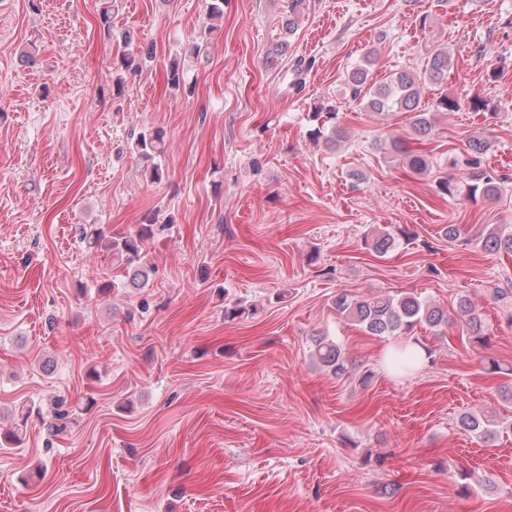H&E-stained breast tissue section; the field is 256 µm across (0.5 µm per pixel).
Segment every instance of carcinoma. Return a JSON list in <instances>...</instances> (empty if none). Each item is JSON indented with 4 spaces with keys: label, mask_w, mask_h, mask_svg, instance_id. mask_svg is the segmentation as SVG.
I'll use <instances>...</instances> for the list:
<instances>
[{
    "label": "carcinoma",
    "mask_w": 512,
    "mask_h": 512,
    "mask_svg": "<svg viewBox=\"0 0 512 512\" xmlns=\"http://www.w3.org/2000/svg\"><path fill=\"white\" fill-rule=\"evenodd\" d=\"M307 0H288V14L283 22L284 37L279 45L267 54L270 65H275L288 49V37L297 29L301 17L305 13ZM130 43L127 34L121 35L117 41L114 66V91L120 93L124 88L123 73L136 72L142 68L152 53L126 50ZM374 64V51H368L364 56V64L347 74L346 84L352 97L366 108L381 115L392 112H409L412 114L411 128L415 140L428 137L433 128L434 113L456 112L463 106L474 112L488 110L487 103L480 98L461 99L456 96L442 94L435 98L430 105L422 104L424 90L430 86H441L448 82V52L442 49H432L427 52L426 63L420 72L408 70L396 71L382 80L374 78L371 66ZM309 120L317 123L315 133L324 139V143L334 146L344 139L345 131L337 117L336 106L318 102L313 105V112L308 114ZM165 133L159 128H147L131 138L129 149L145 161L161 157L164 151ZM488 142L480 136H473L468 141L466 160V176L459 180L454 177L442 178L438 182L441 194L458 197L494 200L500 196V179L492 176L482 165L481 155L487 150ZM385 155H395L403 158L404 163L413 171L427 170L429 163L425 154L411 148L409 142L401 137L393 136L380 144ZM153 220L149 219L135 235L110 237L95 225L91 224L81 230V239L90 249H106L125 257L132 270L130 285L139 288L148 284L150 266L144 253L145 241L151 236ZM406 236L404 231L399 233L383 229L375 233L366 245L377 253L384 255L395 247L398 237ZM482 246L489 252L512 254V232H507L496 226L485 234ZM333 304L339 315L363 328L372 336H400L413 330L416 326L425 324L438 331L448 326V316L444 311L428 302L420 300L412 293H406L398 298L377 294L370 297H356L347 292L336 293ZM459 310L465 318L462 326V336L475 350H484L489 345L490 337L480 315L472 307L469 300L463 298L459 302ZM311 358L325 370L336 377L346 374L348 364L341 346L329 335L315 337L310 348ZM66 400L61 399L48 411V431L56 436L66 431L70 412L64 408ZM460 425L475 434L486 443L493 442L502 434L512 431V424L505 425L498 420L472 413L460 417Z\"/></svg>",
    "instance_id": "carcinoma-1"
}]
</instances>
